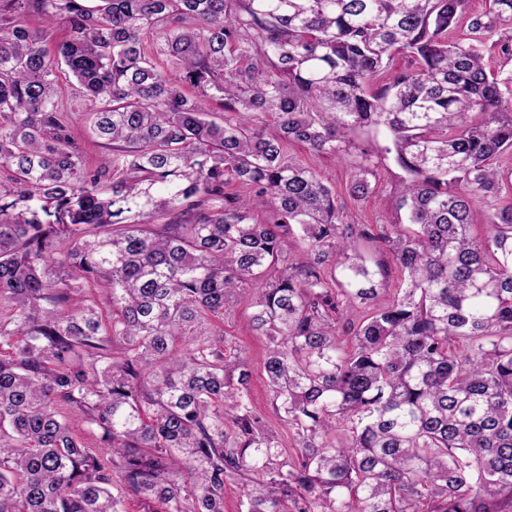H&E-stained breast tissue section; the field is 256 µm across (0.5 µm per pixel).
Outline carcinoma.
<instances>
[{"label":"carcinoma","mask_w":512,"mask_h":512,"mask_svg":"<svg viewBox=\"0 0 512 512\" xmlns=\"http://www.w3.org/2000/svg\"><path fill=\"white\" fill-rule=\"evenodd\" d=\"M464 2L0 0V512H121L115 484L146 512H224L236 481L242 512H512V206L473 231L512 151V73L481 50L512 0H488L466 45L448 41ZM60 73L106 149L95 169ZM365 127L405 173V226L356 223L284 155L296 141L340 158ZM373 176L355 167L351 197ZM366 244L400 274L381 305L386 263ZM86 283L112 314L76 302ZM251 289L294 458L227 356L220 323Z\"/></svg>","instance_id":"cac0c4a2"}]
</instances>
